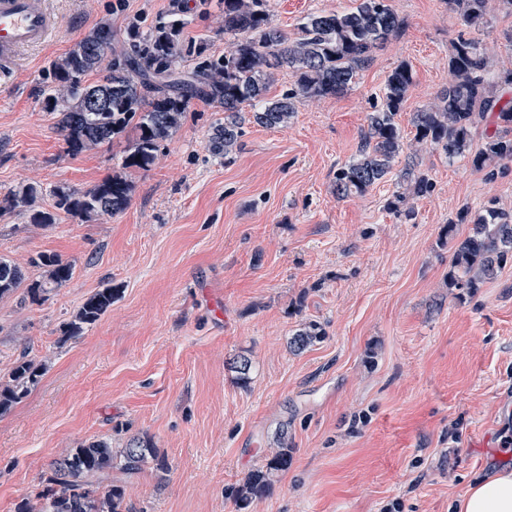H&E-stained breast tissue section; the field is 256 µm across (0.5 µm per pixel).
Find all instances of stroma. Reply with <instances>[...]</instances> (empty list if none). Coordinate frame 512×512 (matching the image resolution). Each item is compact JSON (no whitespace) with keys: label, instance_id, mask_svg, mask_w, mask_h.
I'll return each mask as SVG.
<instances>
[{"label":"stroma","instance_id":"35a3bbf8","mask_svg":"<svg viewBox=\"0 0 512 512\" xmlns=\"http://www.w3.org/2000/svg\"><path fill=\"white\" fill-rule=\"evenodd\" d=\"M59 23L42 46L0 75V196L34 182L83 192L118 171L127 146L72 156L42 110L54 61L102 23L129 49L132 31L180 18L184 39L220 55L223 0H48ZM401 32L373 54L350 90L304 100L287 127L248 122L238 147L214 155L220 104L193 99L156 163L130 169L128 207L43 230L26 212L0 215V254L23 265L56 254L74 266L41 302L26 288L0 299V376L21 354L46 371L0 415V512L36 498L65 449L95 439L124 447L146 437L164 472L113 471L137 512H237L231 496L264 462L280 426L293 463L248 512H454L470 482L512 467V265L473 293L448 285L462 207L490 198L512 209V167L495 177L436 147L405 150L431 188L389 207V175L365 195L337 198L339 167L358 154L391 70L414 84L396 121L448 85V55L464 26L446 0H391ZM354 0H269L273 25L299 33L313 11ZM111 308L78 336L65 327L97 288ZM325 339L288 348L303 323ZM248 356V385L234 359Z\"/></svg>","mask_w":512,"mask_h":512}]
</instances>
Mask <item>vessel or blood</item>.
Wrapping results in <instances>:
<instances>
[{"label":"vessel or blood","mask_w":512,"mask_h":512,"mask_svg":"<svg viewBox=\"0 0 512 512\" xmlns=\"http://www.w3.org/2000/svg\"><path fill=\"white\" fill-rule=\"evenodd\" d=\"M55 25L47 0H0V67L44 44Z\"/></svg>","instance_id":"b4317fda"}]
</instances>
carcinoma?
Returning a JSON list of instances; mask_svg holds the SVG:
<instances>
[{"mask_svg": "<svg viewBox=\"0 0 512 512\" xmlns=\"http://www.w3.org/2000/svg\"><path fill=\"white\" fill-rule=\"evenodd\" d=\"M463 25L478 31L489 24L492 11L512 14V0H448ZM402 20L389 0H357L344 12H311L300 26V35L291 38L271 26L268 0H224V34L233 37L220 55L206 53L204 43L187 45L181 39L184 23L178 19L155 26L146 41L130 53L112 49L114 33L106 24L92 29L72 50L58 60L45 91L43 110L57 117V128L67 152L84 151L113 144L131 132L121 156L120 172L96 187L78 192L58 186L51 191L53 208H35L43 188L35 183L22 185L0 198V212L26 207L31 225L47 228L60 215L91 219L114 216L130 201L132 186L124 171L149 169L160 150L178 129L191 99L202 97L224 108V122L213 128L210 147L216 155H227L238 147L243 136V106H251V119L259 126L276 129L288 126L303 99L340 96L350 89L357 72L378 49L401 28ZM112 61L104 63L105 49ZM194 53L197 63L187 75L179 69L185 53ZM286 68L294 78V88L277 99L267 98L275 72ZM488 47L474 37H459L448 55V87L432 104L413 113L414 142L431 144L448 160L467 159L477 171L495 176L498 168L512 163V100L502 92L512 89V66L490 74ZM112 74V99L92 108L82 76ZM413 86L411 66L402 62L388 75L382 103L369 115L368 129L358 156L336 170V197L362 196L393 170L404 148V137L396 115ZM492 112L496 129L487 133L478 150L473 139L479 120ZM400 179L405 192L394 195L389 207L410 219L413 211L403 209L406 194L420 196L431 184L407 167ZM457 223L472 225L470 234L454 245L448 287L470 290L493 278L512 262V211L491 199L478 210L462 209ZM31 265L43 269L27 294L34 302L62 287L73 275V264L57 255L40 254ZM25 279L22 267L0 255V297L18 289ZM117 289L108 283L90 295L68 323V333L77 336L95 324L116 298ZM321 327L304 323L288 339L297 353L321 342ZM45 371V363L24 354L18 357L8 379L0 380V414L20 401ZM288 431L277 432V448L269 451L263 465L252 471L235 489L238 512L266 496L275 478L288 471L293 462L286 444ZM167 470L148 438L134 437L125 447L114 448L106 439H97L71 448L58 459L37 495L39 506L24 497L15 512H137L126 500L125 489L111 485L99 494L92 479L110 475L116 469L126 475L141 472L148 465Z\"/></svg>", "mask_w": 512, "mask_h": 512, "instance_id": "carcinoma-1", "label": "carcinoma"}]
</instances>
